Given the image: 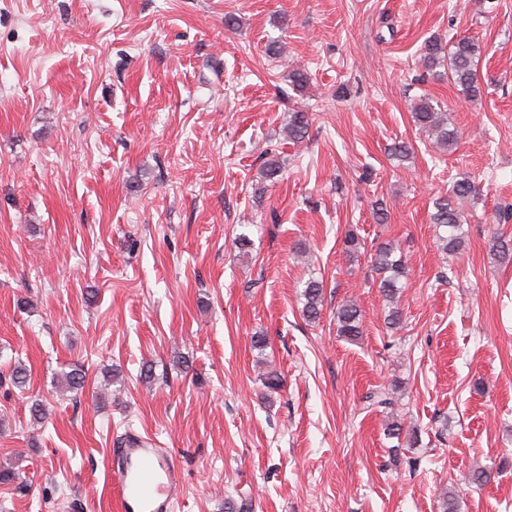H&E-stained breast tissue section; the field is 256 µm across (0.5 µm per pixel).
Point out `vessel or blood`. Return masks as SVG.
<instances>
[{"mask_svg":"<svg viewBox=\"0 0 512 512\" xmlns=\"http://www.w3.org/2000/svg\"><path fill=\"white\" fill-rule=\"evenodd\" d=\"M118 512H168L179 484L172 454L129 432L112 451Z\"/></svg>","mask_w":512,"mask_h":512,"instance_id":"obj_1","label":"vessel or blood"}]
</instances>
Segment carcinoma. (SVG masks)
Masks as SVG:
<instances>
[{"instance_id": "cac0c4a2", "label": "carcinoma", "mask_w": 512, "mask_h": 512, "mask_svg": "<svg viewBox=\"0 0 512 512\" xmlns=\"http://www.w3.org/2000/svg\"><path fill=\"white\" fill-rule=\"evenodd\" d=\"M482 55L479 41L472 38H461L455 42L444 44L433 37L424 42L420 59L424 66L432 69L448 64V81L462 88L470 96L479 93L477 67ZM412 118L416 126L430 137L439 149H449L457 139V131L450 127L448 114L440 106L425 97L414 106ZM309 126L308 113L294 111L289 113L288 138L301 140ZM477 193L475 182L463 177L454 182L451 194L439 198L435 202L432 223L435 224L436 240L440 248L447 254H458L464 242L462 214L458 204ZM397 249L390 244L380 247L374 254L373 266L381 274L380 293L386 302L388 313L386 324L397 328L401 322V312L397 305V296L402 288V280L406 277L403 258L396 256ZM302 315L309 321L318 319L323 310L324 288L322 282L311 279L306 282L302 292ZM338 335L356 339L362 334L361 310L357 303L350 300L341 304L336 310ZM86 374L80 368H74L64 375L63 388L68 391L78 390L85 384ZM367 399L373 405L384 408L388 423L387 435L397 437L402 430L400 420L394 416V402L383 392L371 394Z\"/></svg>"}]
</instances>
